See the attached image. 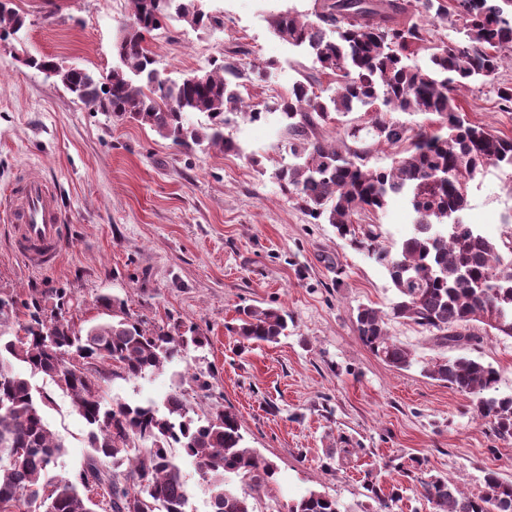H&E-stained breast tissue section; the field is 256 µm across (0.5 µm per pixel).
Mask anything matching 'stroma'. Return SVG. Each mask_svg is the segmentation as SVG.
<instances>
[{"instance_id":"obj_1","label":"stroma","mask_w":512,"mask_h":512,"mask_svg":"<svg viewBox=\"0 0 512 512\" xmlns=\"http://www.w3.org/2000/svg\"><path fill=\"white\" fill-rule=\"evenodd\" d=\"M26 17L20 39L0 41V203L15 179L47 180L55 189L66 244L59 263L30 267L0 223V291L28 299L32 290L61 288L72 298L77 324L101 320L99 295L124 298L132 316L152 325L194 324L208 339L185 361L147 380L111 378L106 402H143L182 383L199 415L221 406L240 417L246 440L277 471L256 495V512H288L316 490L335 497L341 512H381L371 483L395 484L393 512H431L421 480L443 476L469 493L496 471L512 479V438H499L477 417L471 395L424 374L437 357L467 356L499 372L498 392L512 395V339L484 333L474 349L438 346L432 330L391 321L393 338L415 361L396 369L359 339L357 309L389 310L395 292L384 268L316 224L281 187L275 174L291 161L292 137L277 103L312 62L282 41L273 15L306 13L313 0H204L221 28L196 31L169 21L146 39L165 76L183 77L237 51L241 69L272 64L270 79H241L239 91L266 107L265 119L235 118L224 129L238 146L178 147L148 126L98 111L55 78L19 57L51 56L68 67L107 73L116 61L119 26L128 0H13ZM512 83L503 65L492 81L461 89L468 120L512 137V112L502 111L497 85ZM466 223L497 241L512 235V168L491 167L470 182ZM415 215L401 197L384 212L355 216L380 225L385 245L413 231ZM285 308L291 322L277 343L249 344L225 323L237 308ZM193 372L207 389L180 382ZM31 381L49 392L50 429L67 452L65 473L88 455L86 427L69 397L49 379Z\"/></svg>"}]
</instances>
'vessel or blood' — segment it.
I'll use <instances>...</instances> for the list:
<instances>
[{
  "instance_id": "b4317fda",
  "label": "vessel or blood",
  "mask_w": 512,
  "mask_h": 512,
  "mask_svg": "<svg viewBox=\"0 0 512 512\" xmlns=\"http://www.w3.org/2000/svg\"><path fill=\"white\" fill-rule=\"evenodd\" d=\"M18 250L32 266L54 265L64 248L61 214L47 182L22 177L13 185L4 218Z\"/></svg>"
}]
</instances>
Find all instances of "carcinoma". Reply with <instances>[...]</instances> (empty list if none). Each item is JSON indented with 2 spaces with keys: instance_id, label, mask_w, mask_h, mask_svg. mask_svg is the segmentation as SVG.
<instances>
[{
  "instance_id": "obj_1",
  "label": "carcinoma",
  "mask_w": 512,
  "mask_h": 512,
  "mask_svg": "<svg viewBox=\"0 0 512 512\" xmlns=\"http://www.w3.org/2000/svg\"><path fill=\"white\" fill-rule=\"evenodd\" d=\"M131 12L115 44L117 63L106 75L71 67L49 57H26L39 71L56 69L65 88L78 99L156 131L177 146L207 143L224 152L236 149L224 137L232 117L257 121L259 105L241 98L243 77L237 59L228 56L210 70L174 80L161 76L145 36L175 19L199 30L223 26L205 12L200 0H129ZM465 10L443 0H422L440 20L454 14L460 37L425 45L411 0H314L311 15L293 11L273 16L271 27L288 44L313 60L281 98L278 108L295 140V161L277 178L298 205L318 223L381 265L396 301L389 313L360 306L355 318L361 341L396 369L412 366L409 348L389 334L388 322L403 320L439 332V345L472 346L482 337L469 332L474 322L512 339V237L493 242L462 212L468 185L484 169L512 167V137L466 120L457 92L497 73L512 53V0H462ZM26 17L0 0V39L18 35ZM428 53L427 64L415 62ZM331 78L329 100L314 88ZM353 112L337 142L318 134L323 126ZM424 113L439 121L435 133L416 132L396 113ZM208 123L196 127L187 114ZM392 150L389 165L371 160L382 147ZM405 197L416 221L413 233L395 250L380 246V225L354 227L353 217L376 214L389 201ZM70 298L62 289L37 291L22 304L0 292V512H187L189 498L179 448L197 464L210 493L211 512H255L253 492L272 480L276 468L259 458L245 439L240 417L224 408L205 416L175 388L161 403L107 405L89 364H115L112 376L126 380L159 374L189 346L207 338L175 324L165 329L134 318L126 301L101 296L107 318L76 326ZM226 330L252 343H275L288 330V312L256 305L238 310ZM23 364L48 377L71 400L85 421L89 453L70 477L54 471L66 452L49 429L45 408L53 403L15 370ZM429 377L476 399L475 412L493 421L497 434L512 437V396L497 395L498 371L490 364L459 356L427 365ZM141 449L130 454V444ZM246 484L239 490L234 481ZM486 491L466 493L455 481L430 477L421 482L432 512H512V480L490 471ZM388 509L398 490L371 487ZM288 512H341L336 498L311 491Z\"/></svg>"
}]
</instances>
